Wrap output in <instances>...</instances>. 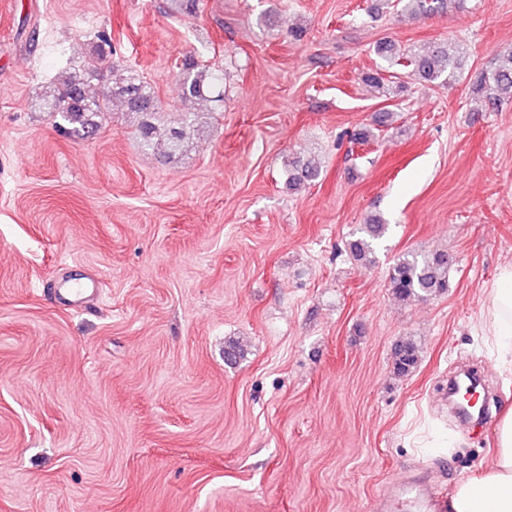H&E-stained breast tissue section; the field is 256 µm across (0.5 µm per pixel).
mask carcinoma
<instances>
[{
    "mask_svg": "<svg viewBox=\"0 0 512 512\" xmlns=\"http://www.w3.org/2000/svg\"><path fill=\"white\" fill-rule=\"evenodd\" d=\"M375 52L387 67L364 73L361 81L371 91L382 95L390 92V81L386 78V71L390 69L405 70L421 81L435 82L451 80L461 65L460 55L449 53L443 45L418 50L384 40L377 44ZM220 80L221 76L216 72L185 63L181 73L182 96L186 100H200ZM473 93L492 105L504 100L512 102V50L500 55L496 66L474 82ZM113 102L132 116L142 144L168 158L183 149L204 119L199 112H186L172 123L163 121L161 105L152 87L134 76L114 83L101 98H92L85 91L84 75L76 71L56 80L44 109L58 114L71 136L86 139L98 131L102 115L109 111V104ZM393 118L392 112L372 116L370 123L358 130L356 139L362 143L374 139L375 131L391 126ZM321 168V159L315 154L288 161L285 169L288 189L300 190L319 176ZM387 230L388 224L382 218L368 219L364 227L366 237L348 243L350 258L362 266L374 264L375 243ZM448 266V254L444 252H408L399 256L389 268L387 288L402 301L438 296L448 290ZM419 361L420 349L413 341H403L395 348L394 371L397 374L411 373Z\"/></svg>",
    "mask_w": 512,
    "mask_h": 512,
    "instance_id": "1",
    "label": "carcinoma"
}]
</instances>
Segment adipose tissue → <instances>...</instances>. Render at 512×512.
<instances>
[{
    "label": "adipose tissue",
    "mask_w": 512,
    "mask_h": 512,
    "mask_svg": "<svg viewBox=\"0 0 512 512\" xmlns=\"http://www.w3.org/2000/svg\"><path fill=\"white\" fill-rule=\"evenodd\" d=\"M475 334L500 365L512 371V265L502 267L485 286ZM448 512H512V407L498 420L493 459L455 484Z\"/></svg>",
    "instance_id": "obj_1"
}]
</instances>
